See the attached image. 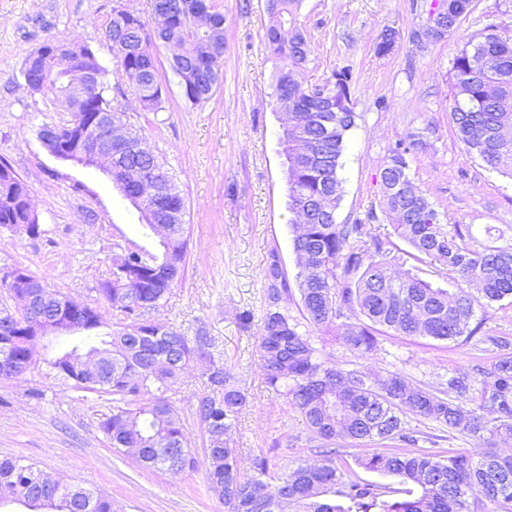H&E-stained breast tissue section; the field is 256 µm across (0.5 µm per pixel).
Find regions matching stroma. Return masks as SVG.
Instances as JSON below:
<instances>
[{
    "mask_svg": "<svg viewBox=\"0 0 512 512\" xmlns=\"http://www.w3.org/2000/svg\"><path fill=\"white\" fill-rule=\"evenodd\" d=\"M224 13L223 76L214 94L189 103L172 72L168 48L156 66L165 88L164 108L143 111L118 71L105 32L116 0H0V159L29 187L40 233L0 232V270L22 266L51 289L105 313L109 330L118 319L100 295L112 259L138 247L157 251L137 210L94 167L54 158L38 137L42 125L70 118L52 95L31 92L23 70L28 54L49 40L90 44L106 73L105 95L145 130L147 146L163 158L186 204L189 226L185 271L163 307L149 319L185 335L208 328L220 338L224 364L248 394L235 440L242 469L266 458L278 475L321 460L326 443L308 429L287 399L268 392L257 351L264 308V270L278 256L288 280L297 267L289 226L288 184L278 133L284 116L269 96L276 71L264 45L267 0H216ZM433 0H302L300 21L310 55L298 78L316 84L346 69L358 115L343 158L339 222L367 220L370 235L395 239L381 207V172L387 153L410 135L425 148L409 157L410 175L436 204L443 223L468 227L474 247L512 244V178L486 168L459 143L450 114L452 60L469 40L495 25L512 36V0H474L472 12L444 40H414L429 20ZM398 33L393 49L378 53L385 29ZM250 312V324L240 313ZM480 335L470 340L382 336L376 351L350 350L340 337L317 336L329 362L344 370L398 371L434 389L450 376L489 369L493 352L483 335L512 338V304L483 314ZM38 347L35 364L20 376L0 377V458L23 457L71 483L97 487L123 512H224L204 469H146L115 452L99 424L112 403L80 394L47 375ZM207 392L189 371L172 403L189 444L204 458L206 442L193 409ZM419 448L448 456L474 452L481 441L409 417ZM336 465L361 481L396 486V478L360 468V458L385 452L382 444L337 440Z\"/></svg>",
    "mask_w": 512,
    "mask_h": 512,
    "instance_id": "1",
    "label": "stroma"
}]
</instances>
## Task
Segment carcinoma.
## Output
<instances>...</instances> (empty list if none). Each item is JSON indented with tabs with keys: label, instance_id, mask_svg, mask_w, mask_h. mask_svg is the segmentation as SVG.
Masks as SVG:
<instances>
[{
	"label": "carcinoma",
	"instance_id": "cac0c4a2",
	"mask_svg": "<svg viewBox=\"0 0 512 512\" xmlns=\"http://www.w3.org/2000/svg\"><path fill=\"white\" fill-rule=\"evenodd\" d=\"M450 5L448 25L456 28L469 14L472 0H440ZM301 0H268L269 21L264 43L277 60L272 97L288 111L280 144L287 163L288 208L293 213L292 246L297 258L298 291L303 320L286 305L288 279L277 256L265 272L266 307L258 336L264 383L300 412L310 431L332 442L385 443L399 440L406 447L359 460L369 471L394 476L412 490L378 487L336 467V449L324 451L320 463H301L276 477L266 460L252 461V474L241 471L234 438L236 421L248 395L224 368L219 337L200 328L186 336L144 318L160 307L182 276L186 264L187 230L184 198L154 152H135L143 135L114 109L105 96V69L89 45L70 46L47 41L30 53L24 75L28 88L62 100L70 120L60 125L59 145L102 133L100 112L112 113V126L125 134L112 146V180L132 195L142 223L156 231L161 219V251L131 250L112 260V278L99 292L129 324L100 343L86 346L79 336L45 360L50 374L71 382L78 392L112 396V414L100 423L120 454L143 466L194 471L198 459L187 448L183 421L170 400L190 366L209 389L194 409L203 428L205 470L209 488L226 512H476L480 507L512 505V452L497 441L512 439V341L490 336L496 348L490 371L476 387L467 374L448 378V390L427 389L399 372L373 377L360 370H342L326 362L313 333L341 330L345 345L370 352L377 336L429 337L456 341L478 333L483 321L476 310L512 300V245L476 249L466 242L461 225L441 223L440 213L409 175L408 156L425 147L421 138L400 142L389 150L381 173L383 212L397 235L415 251L446 267L472 286L449 293L409 272H391V242L369 236L365 225L337 222L342 200L341 159L357 113L350 93L349 71L332 73L321 85L308 87L296 73L308 61L310 45L299 21ZM154 37L146 22L123 10H112L105 38L117 52L119 65L144 110H162L165 89L154 60L155 42L175 45L183 62L172 61L185 99L207 101L224 64V13L210 0H156ZM56 50L62 66L44 58ZM450 112L465 151L487 167L512 177V112H496V102L512 97V38L472 41L454 57ZM89 78L90 98L76 102L66 95L69 83ZM0 227L22 230L37 223L23 200L26 184L0 163ZM30 285L37 319L0 310V362L22 370L34 362L35 348L44 340L69 338L107 325L97 309L84 306L81 326L59 331L56 325L65 295L56 300L38 296L42 282L32 273L0 288L19 292ZM44 286V285H42ZM44 290H50L44 286ZM101 355L95 369L84 368L85 356ZM416 417L486 442L479 456L459 452L441 456L416 447L405 417ZM341 502H336V499ZM16 503L28 512H114L112 498L93 487L67 483L22 457L0 458V504Z\"/></svg>",
	"mask_w": 512,
	"mask_h": 512
}]
</instances>
